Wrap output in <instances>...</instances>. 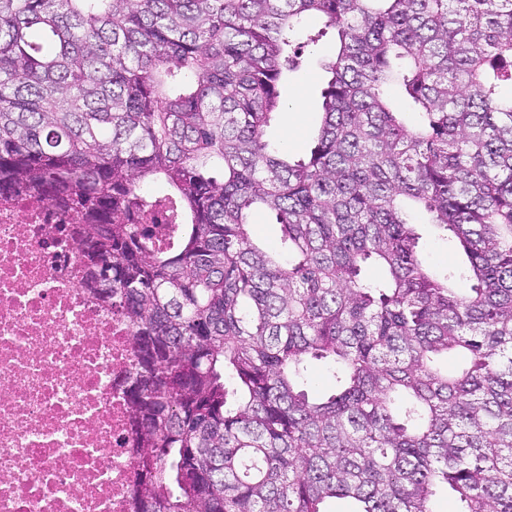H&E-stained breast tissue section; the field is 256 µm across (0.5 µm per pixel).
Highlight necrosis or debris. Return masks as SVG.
Returning a JSON list of instances; mask_svg holds the SVG:
<instances>
[{"label":"necrosis or debris","instance_id":"obj_1","mask_svg":"<svg viewBox=\"0 0 512 512\" xmlns=\"http://www.w3.org/2000/svg\"><path fill=\"white\" fill-rule=\"evenodd\" d=\"M36 191L0 197V512H132L135 344Z\"/></svg>","mask_w":512,"mask_h":512}]
</instances>
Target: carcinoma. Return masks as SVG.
Masks as SVG:
<instances>
[{
  "instance_id": "cac0c4a2",
  "label": "carcinoma",
  "mask_w": 512,
  "mask_h": 512,
  "mask_svg": "<svg viewBox=\"0 0 512 512\" xmlns=\"http://www.w3.org/2000/svg\"><path fill=\"white\" fill-rule=\"evenodd\" d=\"M306 14L339 47L292 161L266 127ZM20 189L83 212L135 339L133 512H512V0H0ZM415 210L464 266L424 263ZM252 232L255 239L267 244L273 245L277 242L280 229L275 221L265 215H257L254 218Z\"/></svg>"
}]
</instances>
